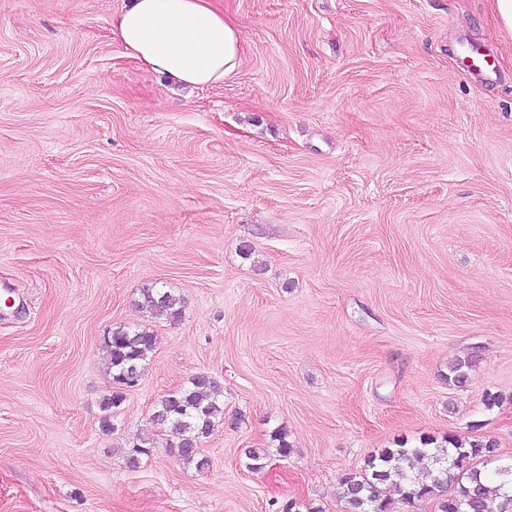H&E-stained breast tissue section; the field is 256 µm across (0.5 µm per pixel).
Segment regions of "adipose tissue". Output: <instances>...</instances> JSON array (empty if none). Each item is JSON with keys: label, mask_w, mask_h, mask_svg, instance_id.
<instances>
[{"label": "adipose tissue", "mask_w": 512, "mask_h": 512, "mask_svg": "<svg viewBox=\"0 0 512 512\" xmlns=\"http://www.w3.org/2000/svg\"><path fill=\"white\" fill-rule=\"evenodd\" d=\"M111 33L144 70L182 89L223 85L241 63L240 29L213 0H129Z\"/></svg>", "instance_id": "adipose-tissue-1"}]
</instances>
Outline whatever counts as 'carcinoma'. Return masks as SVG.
<instances>
[{
	"label": "carcinoma",
	"instance_id": "cac0c4a2",
	"mask_svg": "<svg viewBox=\"0 0 512 512\" xmlns=\"http://www.w3.org/2000/svg\"><path fill=\"white\" fill-rule=\"evenodd\" d=\"M138 306L154 319L176 321L182 314L183 298L150 286L140 290ZM155 344L156 336L145 329L114 328L102 344L112 380L119 385H137ZM472 366L470 357L458 360L450 367L448 381L465 385ZM123 402L121 391L104 398L103 409L108 412L102 420L104 430L112 429L109 412ZM153 419L175 430L178 456L201 471L209 466V459L200 445L224 421L223 387L210 376L194 375L186 386L160 400ZM488 474L512 483V460L499 459L497 441L450 434L440 442L425 439L419 447L401 444L382 449L369 459L367 468L340 479L337 496L344 502L345 512H393L392 490L406 503L431 499L436 512H512V495L502 492L501 484L483 482Z\"/></svg>",
	"mask_w": 512,
	"mask_h": 512
}]
</instances>
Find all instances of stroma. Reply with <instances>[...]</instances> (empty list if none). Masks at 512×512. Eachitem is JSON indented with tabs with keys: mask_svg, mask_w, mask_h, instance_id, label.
<instances>
[{
	"mask_svg": "<svg viewBox=\"0 0 512 512\" xmlns=\"http://www.w3.org/2000/svg\"><path fill=\"white\" fill-rule=\"evenodd\" d=\"M123 4L0 0V512H343L340 477L384 448L453 433L512 457L494 0H218L241 64L191 94L113 40ZM151 285L178 321L137 307ZM122 324L157 344L108 432ZM202 373L224 421L199 471L153 413ZM137 304L154 319L177 321L182 314L183 298L171 290L150 286L140 290Z\"/></svg>",
	"mask_w": 512,
	"mask_h": 512,
	"instance_id": "stroma-1",
	"label": "stroma"
}]
</instances>
